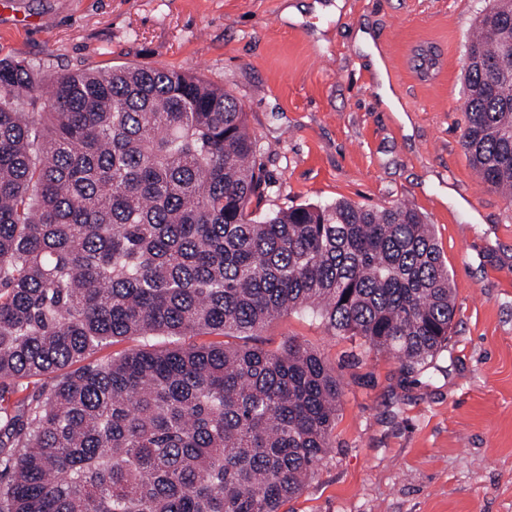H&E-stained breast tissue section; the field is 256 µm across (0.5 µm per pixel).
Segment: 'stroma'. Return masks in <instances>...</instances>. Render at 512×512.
I'll return each instance as SVG.
<instances>
[{
    "label": "stroma",
    "mask_w": 512,
    "mask_h": 512,
    "mask_svg": "<svg viewBox=\"0 0 512 512\" xmlns=\"http://www.w3.org/2000/svg\"><path fill=\"white\" fill-rule=\"evenodd\" d=\"M487 0H0V59L46 73L200 74L242 103L263 153L257 210L412 204L456 288L448 350L420 373L290 313L341 381L332 448L287 512H512V198L461 146L466 43ZM368 26L388 58L378 84Z\"/></svg>",
    "instance_id": "1"
}]
</instances>
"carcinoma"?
<instances>
[{
	"instance_id": "obj_1",
	"label": "carcinoma",
	"mask_w": 512,
	"mask_h": 512,
	"mask_svg": "<svg viewBox=\"0 0 512 512\" xmlns=\"http://www.w3.org/2000/svg\"><path fill=\"white\" fill-rule=\"evenodd\" d=\"M466 54L461 144L512 195V0ZM263 183L242 105L194 73L0 59V512H281L342 389L315 349L247 339L311 312L409 373L448 349V262L416 209L257 216ZM197 333L245 342H175Z\"/></svg>"
}]
</instances>
